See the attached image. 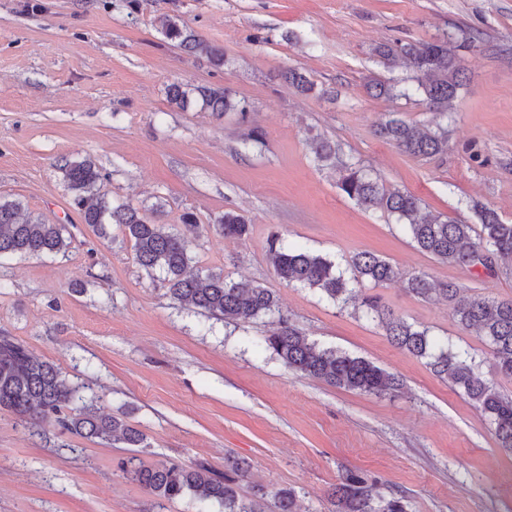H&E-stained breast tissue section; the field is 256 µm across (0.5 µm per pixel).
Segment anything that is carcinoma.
Masks as SVG:
<instances>
[{
    "instance_id": "carcinoma-1",
    "label": "carcinoma",
    "mask_w": 512,
    "mask_h": 512,
    "mask_svg": "<svg viewBox=\"0 0 512 512\" xmlns=\"http://www.w3.org/2000/svg\"><path fill=\"white\" fill-rule=\"evenodd\" d=\"M165 37L194 54H204L215 62L223 61L220 51L189 30L177 18L168 20ZM388 64L402 62L410 75L403 84L370 79L366 88L379 97L420 98L430 110L445 114L458 97L465 67L462 57L448 47V40L419 43H390L376 48ZM285 79L298 92L307 94L314 85L296 69ZM172 102L186 106L201 101L203 109L216 116L226 112L245 114L246 105L232 91L173 83L168 88ZM376 133L401 151L431 157L448 150V130L423 129L398 118H389L377 126ZM311 150L320 162L338 169V188L365 210L379 209L395 217L400 229L417 247L442 263L474 269L482 266L492 273L498 265L512 267V223L504 222L494 210L482 207L477 216L480 232L472 224L423 212V202L410 192L387 189L360 162L343 160L336 147L322 138L311 141ZM63 182L71 195V206L84 223L103 239L108 226L117 224L132 242L136 263L146 272H159L170 297L200 311L232 322H247L260 316H277V328L258 343L277 354L284 364L330 386L365 394L400 392L401 384L375 363L346 352L324 349L306 336L282 314L273 293L246 281H234L222 271L202 273L194 268L193 258L182 234L169 232L156 222L161 210L151 215L129 203H114L101 186L102 175L88 159L67 160L59 166ZM22 205L0 199V259L5 256L65 255L69 245L64 224H47L23 218ZM226 237L248 234L244 217L226 212L217 221ZM478 239H473L472 233ZM268 251L277 276L290 285L315 289L328 299L377 319L391 343L415 357L426 358L433 371L461 392L481 412L493 430L501 448L512 452V396L504 395L495 376L512 377V298L461 296V287L453 282H437L425 275L406 279V290L421 298L437 297L451 305L453 320L461 327L483 337L495 363L491 372L482 363L451 340L437 341L428 330L395 315L381 306L377 298H358L356 285L363 281L376 284L392 281L399 272L388 261L368 253L355 254L349 263L352 277L325 257L303 249L286 248L277 235L271 236ZM0 409H6L30 424L55 419L62 430L98 439L120 441L139 448L145 435L117 416L100 413L81 394L80 386L70 383L60 369L31 353L22 344L0 338ZM129 479L150 494L173 501L187 494L201 503L218 504L223 512H263L257 500L266 492L257 488L251 497L239 493L240 485L250 478L248 462L233 455L224 458V471L217 472L204 462L194 466L163 460L145 466L130 457L125 466ZM334 512H407L404 496L392 493L374 496L367 480L355 472L340 478L332 493ZM275 512H298L295 491L280 489L274 494Z\"/></svg>"
}]
</instances>
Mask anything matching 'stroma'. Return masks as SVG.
Segmentation results:
<instances>
[{"label":"stroma","mask_w":512,"mask_h":512,"mask_svg":"<svg viewBox=\"0 0 512 512\" xmlns=\"http://www.w3.org/2000/svg\"><path fill=\"white\" fill-rule=\"evenodd\" d=\"M170 17L221 49L223 66L168 41ZM466 32L478 42L463 53L465 84L448 114L367 94V77L406 75L382 63L378 46ZM290 67L316 94L281 80ZM177 81L231 88L247 119L180 108L167 97ZM388 114L447 127V152L415 157L376 137ZM256 132L262 146L248 147ZM316 137L432 214L473 224L478 203L511 222L512 0H0V198L70 236L66 255L0 260V336L146 436L131 449L0 410V512H200L193 496L148 494L122 464L134 456L220 471L229 452L250 461L265 512L282 488L296 491L300 512H331L328 491L349 470L373 480L374 493L403 494L408 512H512V453L472 402L426 359L392 346L378 323L280 280L268 240L280 235L343 268L355 253L377 254L401 277L363 282V293L479 355L484 343L448 303L407 293L403 279L422 273L468 297L510 298L512 271L490 276L422 252L394 217L340 191L338 171L310 149ZM477 149L485 165L471 160ZM73 157L96 163L112 199L161 205L169 229L193 214L197 268L261 284L309 341L395 374L401 394L344 390L289 369L254 344L270 317L228 324L171 299L118 225L101 239L70 207L57 165ZM228 211L247 219V236L218 231Z\"/></svg>","instance_id":"35a3bbf8"}]
</instances>
